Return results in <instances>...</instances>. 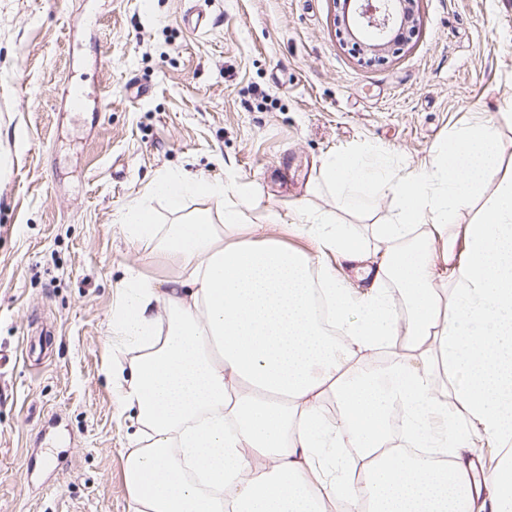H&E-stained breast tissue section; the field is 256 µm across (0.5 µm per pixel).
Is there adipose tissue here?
<instances>
[{
    "label": "adipose tissue",
    "mask_w": 512,
    "mask_h": 512,
    "mask_svg": "<svg viewBox=\"0 0 512 512\" xmlns=\"http://www.w3.org/2000/svg\"><path fill=\"white\" fill-rule=\"evenodd\" d=\"M495 127L488 117L451 135L409 171L377 152L324 158L339 207H361L354 187L394 202L368 249L326 212H284L249 186L181 171L150 188L174 224L159 228L146 202L127 208L129 238L157 243L180 269L131 274L112 317L114 349L136 354L120 389L141 442L125 457L135 512H512V176L500 172ZM196 194L223 205L221 222L182 215ZM477 196L478 220L455 223ZM255 209L310 250L256 236ZM339 262L370 278L367 292L353 293ZM382 353L387 386L361 370ZM441 366L454 379L448 402ZM327 397L339 421L325 419ZM396 413L447 468L391 452ZM488 444L501 457L486 486L468 454Z\"/></svg>",
    "instance_id": "ef3b65f1"
}]
</instances>
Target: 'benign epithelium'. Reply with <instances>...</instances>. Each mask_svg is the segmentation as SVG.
Here are the masks:
<instances>
[{"instance_id":"obj_1","label":"benign epithelium","mask_w":512,"mask_h":512,"mask_svg":"<svg viewBox=\"0 0 512 512\" xmlns=\"http://www.w3.org/2000/svg\"><path fill=\"white\" fill-rule=\"evenodd\" d=\"M352 5L346 16L350 38L373 57L403 40L418 25V0H345Z\"/></svg>"}]
</instances>
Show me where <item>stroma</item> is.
<instances>
[{
	"instance_id": "stroma-1",
	"label": "stroma",
	"mask_w": 512,
	"mask_h": 512,
	"mask_svg": "<svg viewBox=\"0 0 512 512\" xmlns=\"http://www.w3.org/2000/svg\"><path fill=\"white\" fill-rule=\"evenodd\" d=\"M206 26L189 29V8ZM334 0H0V512H133L130 377L115 287L171 275L126 207L170 171L306 205L363 243L393 202L340 210L321 163L427 164L497 119L512 173V0H420L412 41L365 64Z\"/></svg>"
}]
</instances>
